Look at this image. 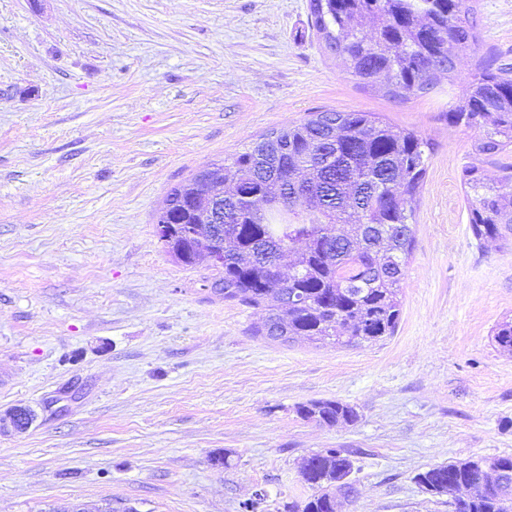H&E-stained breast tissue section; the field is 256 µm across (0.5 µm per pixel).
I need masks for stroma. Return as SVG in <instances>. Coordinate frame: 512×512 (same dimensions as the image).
Here are the masks:
<instances>
[{
  "label": "stroma",
  "instance_id": "1",
  "mask_svg": "<svg viewBox=\"0 0 512 512\" xmlns=\"http://www.w3.org/2000/svg\"><path fill=\"white\" fill-rule=\"evenodd\" d=\"M477 41L424 92L364 85L325 50L309 0H0V512H265L312 494L304 457L353 462L336 512H453L414 477L512 455V240L477 239L456 127L476 62L512 66V0H474ZM322 111L431 141L393 336L332 347L254 335L160 241L171 189ZM338 400L355 423L300 405ZM226 457L223 465L215 457ZM304 418H314L319 423L332 426L338 423H353L357 413L353 407L337 400H318L299 406ZM35 413L25 406H17L0 413V433L5 429H11L16 433L26 432L35 421Z\"/></svg>",
  "mask_w": 512,
  "mask_h": 512
}]
</instances>
